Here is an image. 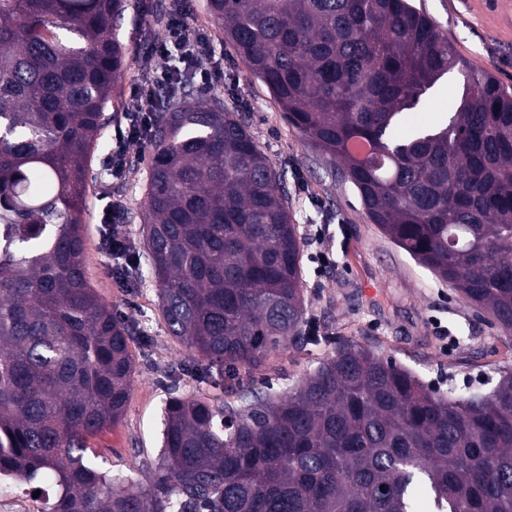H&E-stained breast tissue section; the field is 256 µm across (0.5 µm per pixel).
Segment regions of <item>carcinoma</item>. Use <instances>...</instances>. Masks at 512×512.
<instances>
[{"label": "carcinoma", "instance_id": "carcinoma-1", "mask_svg": "<svg viewBox=\"0 0 512 512\" xmlns=\"http://www.w3.org/2000/svg\"><path fill=\"white\" fill-rule=\"evenodd\" d=\"M129 0H0V474L51 482L44 512H512V374L429 390L343 343L288 394L174 396L155 471L114 476L88 439L116 422L130 331L96 294L90 161L126 48ZM284 117L397 246L512 336V93L468 68L441 125L400 129L464 66L409 0H208ZM190 81L149 90L144 201L168 334L228 380L298 343L302 241L280 174L239 114Z\"/></svg>", "mask_w": 512, "mask_h": 512}]
</instances>
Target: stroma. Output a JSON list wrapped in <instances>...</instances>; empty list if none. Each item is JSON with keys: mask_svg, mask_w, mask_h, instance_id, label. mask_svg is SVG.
I'll list each match as a JSON object with an SVG mask.
<instances>
[{"mask_svg": "<svg viewBox=\"0 0 512 512\" xmlns=\"http://www.w3.org/2000/svg\"><path fill=\"white\" fill-rule=\"evenodd\" d=\"M411 2L432 19L460 56L512 91V23L500 19L504 0ZM207 3L193 0L188 23L208 36L215 54L205 64L223 69L224 81L211 90L196 91L192 101L208 104L211 94H223L225 84H232V106L281 173L303 242L305 319L318 335L317 341L272 353L261 370L243 376V384L275 395L287 392L352 338L410 370L431 388L444 390L452 384L462 393L491 390L502 372L512 371V339L485 310L463 300L370 223L356 189L288 124L265 85L225 41ZM177 5V0H131L121 21L125 71L112 97V120L95 151L87 199L88 278L101 300L130 327L135 364L122 417L91 437L89 446L99 464L123 475L154 470L164 406L170 397L199 396L215 403L229 397L226 376L169 336L150 274H143L139 287H128L113 276L112 258L99 245L101 198L107 194L122 205V222L135 253L144 249L142 214L150 141L130 143L132 164L124 173L112 177L104 169L116 132L127 127L128 114L135 109L134 88L143 71L174 66L170 60L148 58L147 51L165 35L157 14ZM461 93V76L450 73L409 113L408 126L445 118L449 99ZM319 226L325 230L320 239L314 235ZM319 252L329 254V264L315 265L313 258Z\"/></svg>", "mask_w": 512, "mask_h": 512, "instance_id": "obj_1", "label": "stroma"}]
</instances>
